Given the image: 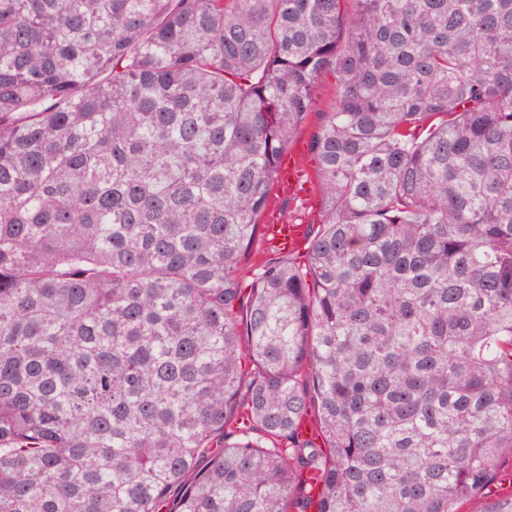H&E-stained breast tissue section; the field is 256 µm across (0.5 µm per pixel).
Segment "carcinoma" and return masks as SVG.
<instances>
[{
	"label": "carcinoma",
	"mask_w": 512,
	"mask_h": 512,
	"mask_svg": "<svg viewBox=\"0 0 512 512\" xmlns=\"http://www.w3.org/2000/svg\"><path fill=\"white\" fill-rule=\"evenodd\" d=\"M505 458L512 0H0V512H512ZM302 154V150H293L284 156L278 179L297 191L299 198L304 200L310 193V183L304 180L308 169L302 162ZM286 194L288 193L280 185L279 181L275 182L273 198L277 199L280 209L281 202L289 197ZM320 200L318 188L311 183V201L308 206L301 205L298 211V203L295 204L292 198H290L289 208L283 212L288 219L279 217L277 212L270 213L263 230L266 241L276 249L284 252L303 251L306 245L304 224L318 217L321 207Z\"/></svg>",
	"instance_id": "1"
}]
</instances>
